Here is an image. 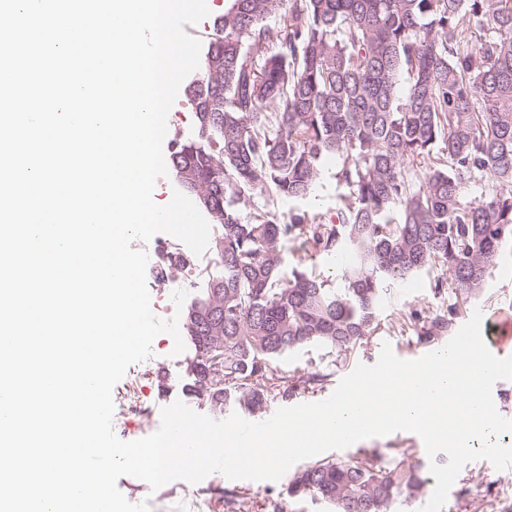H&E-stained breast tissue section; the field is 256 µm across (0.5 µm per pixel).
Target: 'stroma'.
Returning a JSON list of instances; mask_svg holds the SVG:
<instances>
[{
    "label": "stroma",
    "mask_w": 512,
    "mask_h": 512,
    "mask_svg": "<svg viewBox=\"0 0 512 512\" xmlns=\"http://www.w3.org/2000/svg\"><path fill=\"white\" fill-rule=\"evenodd\" d=\"M337 163L329 159L321 166L320 183L313 194L298 201H275L277 213L288 214L301 210L323 218L330 217L336 208ZM435 273H421L402 283L383 286V301L379 308V325L356 349L346 353H329L318 347L304 348L284 356L279 368L291 380H298L309 362L326 367L331 377L323 388L296 393L293 404L319 402L331 395L339 381L357 364H374L383 343H390L399 356L423 352L412 329L401 326V317L413 310L427 313L448 306L455 297L451 291L435 293ZM485 317H512V252H503L480 296L463 310L460 319L468 321L474 311ZM173 340L158 335L152 343L150 358L130 365L113 389L115 405L113 430L123 441H133L158 430L161 410L174 401H183L198 413L215 420L226 419V412L209 407L190 390L193 382L187 371L188 354L173 355ZM144 401L149 412L139 416L127 412L131 397ZM287 479L276 482L230 480L219 473L197 484L183 481L168 483L158 490L131 476L121 477L118 488L133 503L148 502L150 512H228L224 493L232 490L243 496L248 512H265L271 502L286 500ZM442 512H512V468L499 471L485 460L466 464L451 488Z\"/></svg>",
    "instance_id": "stroma-1"
}]
</instances>
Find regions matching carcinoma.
<instances>
[{
	"instance_id": "cac0c4a2",
	"label": "carcinoma",
	"mask_w": 512,
	"mask_h": 512,
	"mask_svg": "<svg viewBox=\"0 0 512 512\" xmlns=\"http://www.w3.org/2000/svg\"><path fill=\"white\" fill-rule=\"evenodd\" d=\"M187 99L195 134L169 160L216 227L222 271L186 317L194 388L215 408L254 414L295 396L280 358L361 344L386 281L442 271L435 292L447 284L455 301L408 320L420 344L451 334L512 251V0H226ZM327 156L339 162L329 220L252 204L308 197ZM321 253L347 255L338 282L310 266ZM328 377L311 366L302 383ZM391 455L313 461L288 481V505L401 512L428 467Z\"/></svg>"
}]
</instances>
